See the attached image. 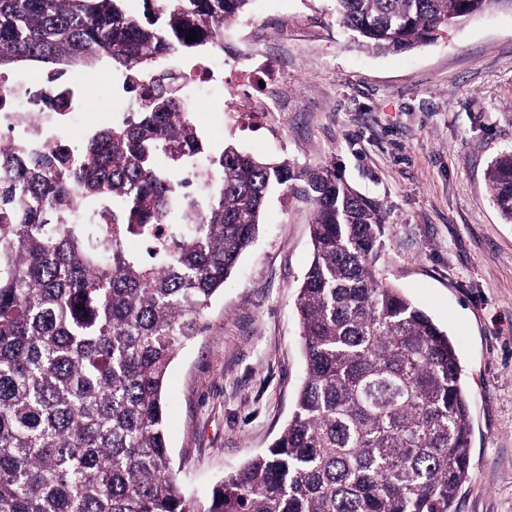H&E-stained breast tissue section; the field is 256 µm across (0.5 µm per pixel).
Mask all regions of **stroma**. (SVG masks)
Masks as SVG:
<instances>
[{
	"label": "stroma",
	"mask_w": 512,
	"mask_h": 512,
	"mask_svg": "<svg viewBox=\"0 0 512 512\" xmlns=\"http://www.w3.org/2000/svg\"><path fill=\"white\" fill-rule=\"evenodd\" d=\"M277 55L260 132L194 109L208 146L231 143L298 168L335 166L382 203L375 268L444 327L472 405L470 468L452 512H512V224L487 169L512 149V8L497 7L403 53L354 42L335 0H252L224 30V74L257 46ZM309 208L275 190L255 245L211 302L205 331L171 363V462L206 502L277 439L304 373L294 299L311 259Z\"/></svg>",
	"instance_id": "35a3bbf8"
}]
</instances>
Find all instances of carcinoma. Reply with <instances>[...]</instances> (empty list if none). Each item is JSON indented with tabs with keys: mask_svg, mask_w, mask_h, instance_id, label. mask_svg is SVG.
Listing matches in <instances>:
<instances>
[{
	"mask_svg": "<svg viewBox=\"0 0 512 512\" xmlns=\"http://www.w3.org/2000/svg\"><path fill=\"white\" fill-rule=\"evenodd\" d=\"M0 0V73L123 75L223 44L251 0ZM512 0H336L362 46L398 53ZM197 40H186L190 31ZM76 147L0 150V512H450L469 471L456 347L379 277L381 203L320 167L229 143L208 149L179 92ZM205 158L201 187L178 178ZM512 223V149L490 165ZM275 187L310 206L312 258L295 299L305 375L288 424L199 508L173 471L164 388L179 351L263 224ZM169 230L151 240L154 226ZM150 242L143 255L123 240Z\"/></svg>",
	"mask_w": 512,
	"mask_h": 512,
	"instance_id": "1",
	"label": "carcinoma"
}]
</instances>
